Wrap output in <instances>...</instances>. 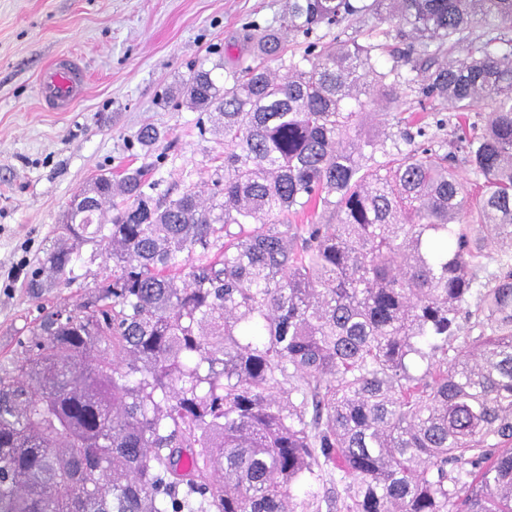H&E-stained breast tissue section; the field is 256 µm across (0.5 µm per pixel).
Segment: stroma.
<instances>
[{
	"instance_id": "obj_1",
	"label": "stroma",
	"mask_w": 512,
	"mask_h": 512,
	"mask_svg": "<svg viewBox=\"0 0 512 512\" xmlns=\"http://www.w3.org/2000/svg\"><path fill=\"white\" fill-rule=\"evenodd\" d=\"M285 0H0V363L26 338L43 307L66 301L81 310L109 270L102 247L71 285L33 298L28 276L57 240L67 205L99 174L146 170L155 197L193 186L202 197L224 163V139L200 134L197 112L176 94L198 67L231 63L245 26L278 25ZM75 57L86 74L67 112L38 95L45 66ZM400 108L370 105L366 132L399 140L415 131L403 89ZM160 134L144 150L143 126Z\"/></svg>"
}]
</instances>
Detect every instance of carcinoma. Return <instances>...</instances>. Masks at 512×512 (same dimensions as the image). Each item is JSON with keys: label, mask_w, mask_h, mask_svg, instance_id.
<instances>
[{"label": "carcinoma", "mask_w": 512, "mask_h": 512, "mask_svg": "<svg viewBox=\"0 0 512 512\" xmlns=\"http://www.w3.org/2000/svg\"><path fill=\"white\" fill-rule=\"evenodd\" d=\"M287 4L183 84L224 134L209 201L140 168L71 200L62 236L112 270L0 364V512H306L322 462L352 512H512V0ZM370 18L418 52L312 38ZM403 85L457 113L454 150L362 132ZM82 264L55 244L28 287Z\"/></svg>", "instance_id": "cac0c4a2"}]
</instances>
